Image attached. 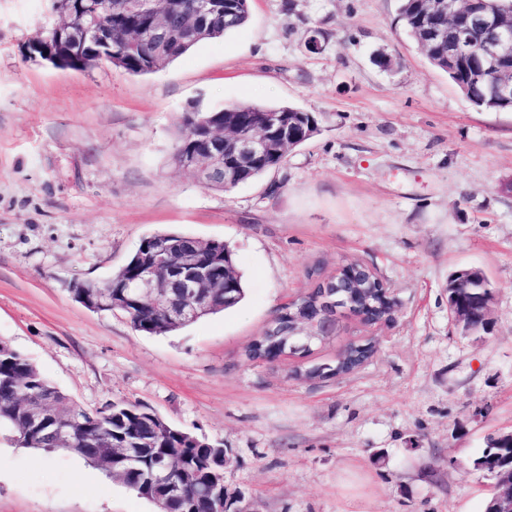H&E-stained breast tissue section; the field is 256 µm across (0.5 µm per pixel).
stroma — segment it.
I'll return each mask as SVG.
<instances>
[{
  "label": "stroma",
  "instance_id": "35a3bbf8",
  "mask_svg": "<svg viewBox=\"0 0 512 512\" xmlns=\"http://www.w3.org/2000/svg\"><path fill=\"white\" fill-rule=\"evenodd\" d=\"M401 0H251L246 25L157 72L75 71L29 57L50 0H0V339L88 410L138 403L232 457L250 512H483L470 460L512 430V111L476 106L430 64ZM312 113L285 164L228 192L170 162L192 109ZM229 244L246 295L162 335L93 312L66 286L108 280L143 238ZM360 261L394 321L339 318L309 356L245 350L278 307ZM481 270L491 333L462 335L448 277ZM374 355L305 378L352 342ZM0 512H156L75 455L0 428Z\"/></svg>",
  "mask_w": 512,
  "mask_h": 512
}]
</instances>
